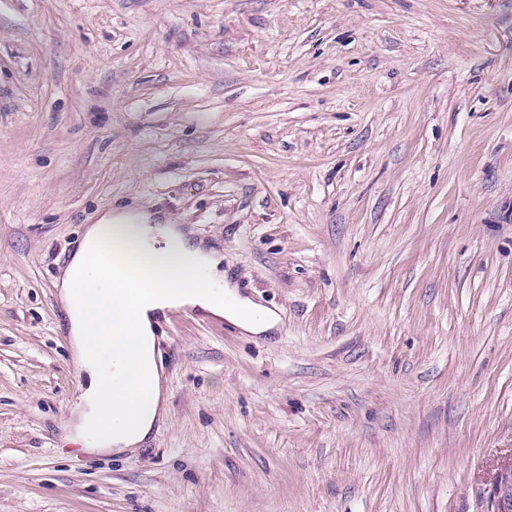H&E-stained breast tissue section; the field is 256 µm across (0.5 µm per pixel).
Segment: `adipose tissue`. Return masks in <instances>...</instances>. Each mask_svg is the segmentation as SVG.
<instances>
[{
  "label": "adipose tissue",
  "instance_id": "1",
  "mask_svg": "<svg viewBox=\"0 0 512 512\" xmlns=\"http://www.w3.org/2000/svg\"><path fill=\"white\" fill-rule=\"evenodd\" d=\"M221 262L145 210H115L85 226L56 280L76 363L89 376L75 415L83 443L121 452L151 432L161 408L155 331L168 314L198 310L253 335L277 327L276 312L226 283ZM202 270L210 283L200 288Z\"/></svg>",
  "mask_w": 512,
  "mask_h": 512
}]
</instances>
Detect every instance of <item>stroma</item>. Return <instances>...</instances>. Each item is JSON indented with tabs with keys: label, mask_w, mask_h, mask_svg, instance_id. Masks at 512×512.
Listing matches in <instances>:
<instances>
[{
	"label": "stroma",
	"mask_w": 512,
	"mask_h": 512,
	"mask_svg": "<svg viewBox=\"0 0 512 512\" xmlns=\"http://www.w3.org/2000/svg\"><path fill=\"white\" fill-rule=\"evenodd\" d=\"M156 212L275 311L161 320L120 453L55 280ZM512 448V0H0V512H492Z\"/></svg>",
	"instance_id": "stroma-1"
}]
</instances>
